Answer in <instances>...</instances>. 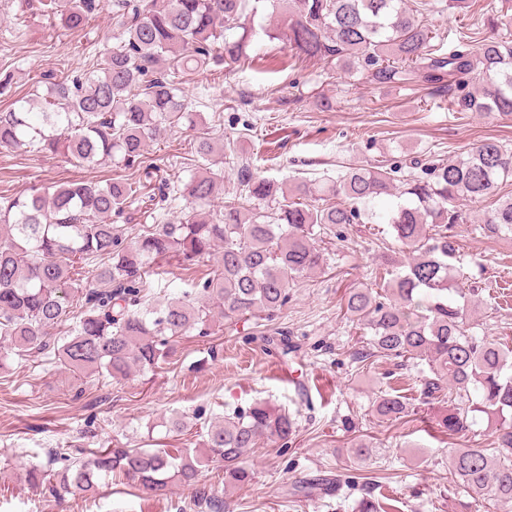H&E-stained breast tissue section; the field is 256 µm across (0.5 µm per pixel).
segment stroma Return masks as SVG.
<instances>
[{"label":"stroma","instance_id":"35a3bbf8","mask_svg":"<svg viewBox=\"0 0 512 512\" xmlns=\"http://www.w3.org/2000/svg\"><path fill=\"white\" fill-rule=\"evenodd\" d=\"M503 3L479 0L478 10L465 15L443 7L427 22L449 50L461 26L487 32L488 15ZM270 10L268 0H258L251 15L252 65H214L196 75L185 87L193 125L163 130L142 163L87 167L61 153L0 148V200L73 179L119 176L144 183L143 166L152 164L154 178L143 190L147 202L127 208L119 220L132 238L142 225L155 223V202L165 186L195 174L202 126L217 146L233 149L279 183H330L351 164L401 165L430 154L450 160L485 138L512 144V120L460 109L475 82L441 94L428 85L377 88L322 62L287 65V50L265 34ZM116 32L108 11L77 31L46 12L41 0H0V69L13 78L11 92L0 96V111L20 98L45 95L63 73L85 72L89 55L112 46ZM324 98L330 110H321ZM460 207L471 221L456 226L455 240L468 285L481 300L474 315L478 331L512 344V232L492 234L475 223L488 202ZM322 245L327 268L301 278L274 321L218 323L208 337L179 336L175 355L154 373L104 383L48 361L18 360L9 343H0L8 357L0 370V467L12 472L46 462L50 449L67 442H83L90 452L108 440L127 448H179L182 440L168 431L171 417L186 416L202 433L210 422L265 399L294 413L298 431L289 447L270 442L250 454L256 478L225 495L226 512H352L365 485L375 498L396 499L399 512H461L468 496L448 485L456 442L435 426L439 404L419 401L416 370L378 357L355 363L352 353L366 338L340 311L348 288L371 282L385 259L403 261L407 252L379 224L332 229ZM213 269L208 260L188 269L173 258L160 261L146 277L148 294L155 299L191 289ZM389 388L407 398L406 421L374 417V398ZM359 436L373 446L361 461L348 454ZM329 473L353 477L356 490L342 499L290 496L294 482ZM223 486L224 469L216 463L200 474L196 490L175 485L162 497L108 479L99 495L65 494L56 501L0 478V512H209L201 495Z\"/></svg>","mask_w":512,"mask_h":512}]
</instances>
